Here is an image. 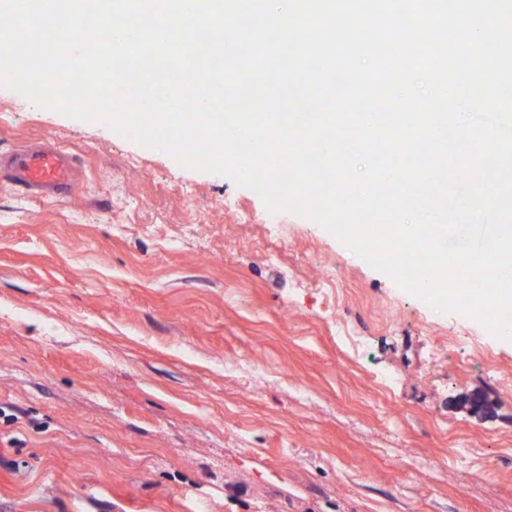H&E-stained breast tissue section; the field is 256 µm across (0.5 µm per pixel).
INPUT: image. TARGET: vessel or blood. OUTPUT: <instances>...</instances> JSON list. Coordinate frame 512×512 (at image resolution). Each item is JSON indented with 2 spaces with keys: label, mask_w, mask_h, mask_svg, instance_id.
Returning <instances> with one entry per match:
<instances>
[{
  "label": "vessel or blood",
  "mask_w": 512,
  "mask_h": 512,
  "mask_svg": "<svg viewBox=\"0 0 512 512\" xmlns=\"http://www.w3.org/2000/svg\"><path fill=\"white\" fill-rule=\"evenodd\" d=\"M1 175L25 194L59 202L74 182L75 169L63 150L17 149L0 152Z\"/></svg>",
  "instance_id": "vessel-or-blood-1"
}]
</instances>
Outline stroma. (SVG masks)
<instances>
[{"mask_svg":"<svg viewBox=\"0 0 512 512\" xmlns=\"http://www.w3.org/2000/svg\"><path fill=\"white\" fill-rule=\"evenodd\" d=\"M40 142L79 173L56 204L0 181V512H512V342L0 88V150Z\"/></svg>","mask_w":512,"mask_h":512,"instance_id":"35a3bbf8","label":"stroma"}]
</instances>
